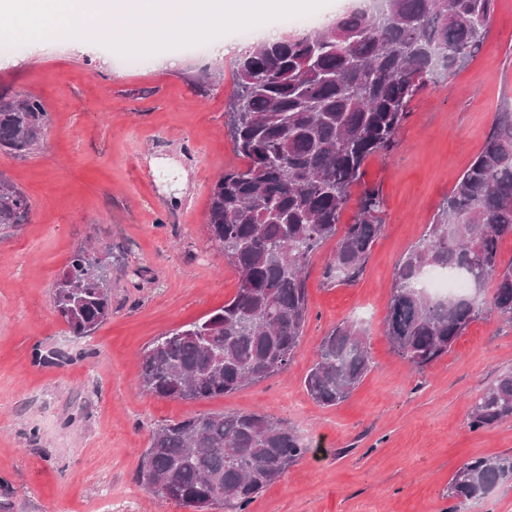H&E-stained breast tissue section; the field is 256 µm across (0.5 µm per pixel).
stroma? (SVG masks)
Masks as SVG:
<instances>
[{
    "mask_svg": "<svg viewBox=\"0 0 512 512\" xmlns=\"http://www.w3.org/2000/svg\"><path fill=\"white\" fill-rule=\"evenodd\" d=\"M78 44L60 32L51 51L26 43L0 68V92L37 96L51 116L33 153H0V175L31 201L27 223L0 233V512H98L107 488L133 495L135 512H187L160 501L138 470L156 428L202 412H266L315 449L249 512H448L464 462L512 455V420L469 426L474 398L512 369V327L476 321L420 373L383 333L397 262L512 105V0H498L473 61L416 95L395 147L365 163L341 217L352 223L363 189H379L383 225L362 277L327 282L336 243H324L307 267L308 317L291 364L201 401L153 396L137 374L155 336L237 291L206 230L212 184L245 165L226 116L237 57L181 46L180 66L160 70L151 55L134 63L101 42ZM213 71L220 81L200 86ZM90 242L108 269L112 315L77 338L53 311V285ZM344 321L366 327L373 369L324 407L304 378Z\"/></svg>",
    "mask_w": 512,
    "mask_h": 512,
    "instance_id": "stroma-1",
    "label": "stroma"
}]
</instances>
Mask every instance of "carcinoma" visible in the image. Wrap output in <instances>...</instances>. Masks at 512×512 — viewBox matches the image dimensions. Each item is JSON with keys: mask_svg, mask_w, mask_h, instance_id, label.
I'll list each match as a JSON object with an SVG mask.
<instances>
[{"mask_svg": "<svg viewBox=\"0 0 512 512\" xmlns=\"http://www.w3.org/2000/svg\"><path fill=\"white\" fill-rule=\"evenodd\" d=\"M496 0H353L316 29L259 41L241 56L229 103V131L242 169L211 186L210 241L238 273L236 294L207 316L156 337L142 352L138 380L161 398L219 397L283 370L299 348L308 315L305 270L336 239L326 279L348 284L364 271L383 223L379 190L366 189L350 224H340L367 159L391 150L413 97L466 65L490 34ZM50 122L42 101L0 93V150L32 153ZM30 201L0 175V228L24 223ZM512 111L496 113L479 153L425 233L399 260L383 322L392 349L421 372L448 354L469 326L488 317L512 325ZM443 268L477 291L431 297L422 274ZM95 251L77 250L54 284L53 308L75 337L112 314L111 280ZM494 288L485 297L480 288ZM369 336L344 321L321 341L304 378L307 394L330 407L372 370ZM512 420V370L479 394L470 428ZM314 452L272 415L203 413L156 429L140 477L165 501L189 509L224 502L248 507ZM512 479V456L478 457L452 477L447 496L462 512Z\"/></svg>", "mask_w": 512, "mask_h": 512, "instance_id": "1", "label": "carcinoma"}]
</instances>
